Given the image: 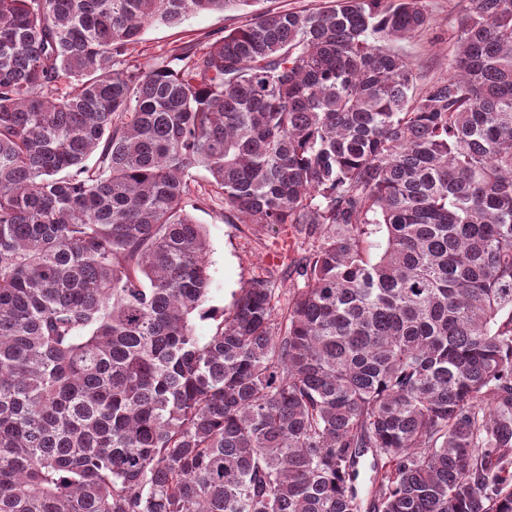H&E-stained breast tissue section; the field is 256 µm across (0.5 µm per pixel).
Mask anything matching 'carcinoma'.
Returning a JSON list of instances; mask_svg holds the SVG:
<instances>
[{
    "mask_svg": "<svg viewBox=\"0 0 512 512\" xmlns=\"http://www.w3.org/2000/svg\"><path fill=\"white\" fill-rule=\"evenodd\" d=\"M257 2L0 0V512H362L367 454L370 512H512V0L422 92L424 0L123 58ZM213 205L316 242L286 302L204 307ZM243 12L227 10L192 15L176 26L154 24L144 29L139 40L129 46L133 60L152 64L162 57L170 59L184 49L199 48L224 35V28L245 21ZM372 457L368 454L359 466V476L356 481V487L359 497L363 501V511H366V506L369 504L373 496L372 476L371 470ZM368 512V511H366Z\"/></svg>",
    "mask_w": 512,
    "mask_h": 512,
    "instance_id": "1",
    "label": "carcinoma"
}]
</instances>
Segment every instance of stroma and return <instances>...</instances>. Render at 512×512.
<instances>
[{
  "label": "stroma",
  "instance_id": "35a3bbf8",
  "mask_svg": "<svg viewBox=\"0 0 512 512\" xmlns=\"http://www.w3.org/2000/svg\"><path fill=\"white\" fill-rule=\"evenodd\" d=\"M425 6L428 24L399 46L412 61L421 90L450 73L467 0H425ZM243 20L241 12L228 10L192 15L175 26L154 24L144 29L128 53L140 63L152 64L202 47ZM194 218L203 224L209 241L211 286L205 305L219 311L231 310L241 286L256 278L273 281L283 291L291 288L295 281L291 260L312 247L308 239H276L254 225L225 223L224 210L218 206L195 212Z\"/></svg>",
  "mask_w": 512,
  "mask_h": 512
}]
</instances>
